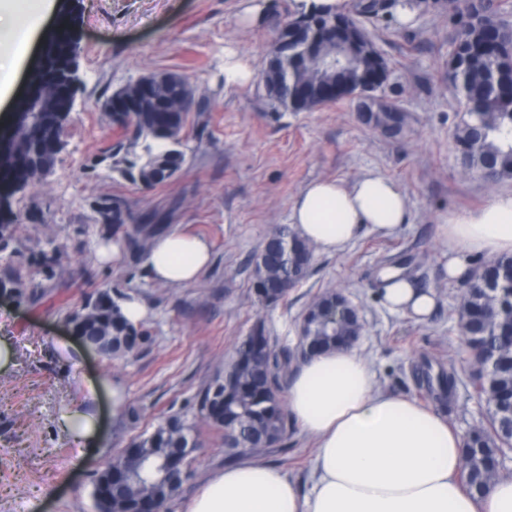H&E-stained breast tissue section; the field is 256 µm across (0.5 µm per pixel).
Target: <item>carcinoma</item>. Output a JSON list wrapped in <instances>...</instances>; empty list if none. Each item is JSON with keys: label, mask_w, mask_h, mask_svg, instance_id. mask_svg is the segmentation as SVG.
<instances>
[{"label": "carcinoma", "mask_w": 512, "mask_h": 512, "mask_svg": "<svg viewBox=\"0 0 512 512\" xmlns=\"http://www.w3.org/2000/svg\"><path fill=\"white\" fill-rule=\"evenodd\" d=\"M509 0H448V11L460 17V26L452 42L449 57L460 63L463 83V108L473 115V122L456 130V145L467 148L461 158L465 172H482L484 164L491 170L485 181L495 185L512 178V48L504 26ZM378 0H349L340 11L330 8L310 13L317 25L280 28L277 35L288 40L287 64L279 73L278 101L301 111L319 105L321 94L330 83L355 82L364 60L357 57L336 73L322 67L318 55L329 50L322 43L321 25L350 17L355 13L369 17L378 12ZM476 16V27L465 19ZM67 42H58L51 51L57 55L58 70L67 73L75 59L65 52ZM127 95L132 106L117 120L109 111L108 100L100 110L122 136L115 149L125 145L140 147L141 164L131 163L126 175L145 186L163 184L180 171L185 154L181 150L183 134L196 105L191 88H182L180 78L158 76L154 88L142 94L130 86ZM43 121L14 143V159L0 165V186L10 188L38 172L54 167L55 145L64 131L53 115L60 106L58 94L44 99ZM100 214L114 228L124 229V237L135 251L149 237L165 230L151 218H133L129 205L116 198L100 204ZM134 222L127 228L125 224ZM288 244V254H257L253 266V291L260 304H275L302 283L312 264L310 245L286 227L276 228ZM57 248L40 253L36 263H8L0 277V290L11 293L21 302L35 300L43 284L37 277L50 281L55 276ZM509 258L497 256L481 260L463 292L458 308L459 323L464 328L462 348L448 354V364H439L431 373V362L423 359L419 381L438 402L453 397L460 381L459 366L469 368V377L478 401L486 408V420L467 432L463 441V476L468 487L479 494L499 478V457L512 452V306H500V297L512 293V281L501 279L500 269ZM338 291H326L308 306L304 319V336L296 350L278 348L262 321L256 322L237 344L232 357L223 363L214 378L195 395L189 415H172L158 424L153 432L142 436L129 448L112 458L113 472L101 471L93 486L97 512H151L163 507L177 495V490L134 475L127 468L132 454L148 456L161 463H172L191 478L188 451L198 447L197 423L205 422L223 433L224 457L227 461L262 448L281 445L287 436V413L281 393L282 374L293 354L304 358L333 350L356 336L359 327L328 313L336 304ZM77 332L97 346V339L107 343L105 355L124 357L139 349L150 337L143 324L129 322L121 311L119 299L108 292L88 300L73 315Z\"/></svg>", "instance_id": "obj_1"}]
</instances>
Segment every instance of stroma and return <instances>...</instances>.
<instances>
[{
  "mask_svg": "<svg viewBox=\"0 0 512 512\" xmlns=\"http://www.w3.org/2000/svg\"><path fill=\"white\" fill-rule=\"evenodd\" d=\"M418 2L407 21L389 11L365 24L389 71L376 96L403 116L396 135L366 124L354 97L309 112L284 110L267 97L261 74L295 0H267L258 24L245 17L249 0H56L54 12L38 18L15 75L0 86V130L11 126L44 38L57 31L64 13L72 18L77 82L52 173L0 207V222L17 227L6 249L13 261L32 260L51 243L62 267L35 302L0 293V338L12 349L0 372V512H95V474L117 451L183 412L257 320L278 342L295 346L307 304L329 288L361 311L356 349L378 387L432 405L414 372L422 357L444 360L459 348L454 309L465 288L463 279L447 276L450 246L442 226L452 213L478 210L494 195L512 192V180L491 187L462 173L455 131L463 111L448 80L455 20L445 0ZM228 53L249 60L254 75L246 85L225 86ZM159 72L185 77L202 109L186 129L182 170L145 187L120 175L128 156L114 152L118 135L97 103L126 82ZM366 176L400 188L407 223L390 236L363 232L337 253L314 251L308 278L287 301L258 304L253 260L274 227L290 223L301 190L316 179L351 185ZM102 198L126 200L137 214L159 212L170 231L206 239L212 258L198 281L153 280L145 255L123 245L111 225L95 222L92 206ZM109 240L120 243V254L103 264L97 246ZM391 265L436 290L437 307L426 320L384 306L379 274ZM100 291L135 295L148 311L150 339L128 358L81 350L71 332V315ZM96 379L123 387L120 411H113L109 391L89 397L87 384ZM76 409L98 412L104 438L96 447H79L62 431L63 414ZM442 411L462 434L485 417L465 379ZM200 442L191 479L164 512H185L198 488L223 469L218 434L202 427ZM314 452L312 440L292 426L284 447L259 460L287 473L305 493Z\"/></svg>",
  "mask_w": 512,
  "mask_h": 512,
  "instance_id": "1",
  "label": "stroma"
}]
</instances>
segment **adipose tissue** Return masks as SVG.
I'll return each mask as SVG.
<instances>
[{"label": "adipose tissue", "mask_w": 512, "mask_h": 512, "mask_svg": "<svg viewBox=\"0 0 512 512\" xmlns=\"http://www.w3.org/2000/svg\"><path fill=\"white\" fill-rule=\"evenodd\" d=\"M298 235L325 253L345 248L363 230L396 231L408 220L405 198L391 181L367 176L347 186L335 179L309 183L294 202ZM444 234L457 276L472 254H512V193L476 212L449 215ZM211 257L200 237L171 232L156 237L146 264L169 284L196 281ZM380 295L391 309L428 317L433 290L402 273L381 274ZM288 418L315 438L313 487L253 459L227 464L192 499L187 512H512V478L482 495L462 480V440L438 410L380 392L367 360L352 348L302 360L286 387Z\"/></svg>", "instance_id": "obj_1"}]
</instances>
